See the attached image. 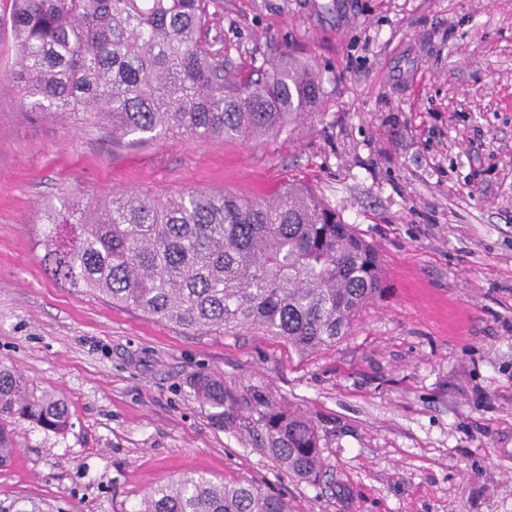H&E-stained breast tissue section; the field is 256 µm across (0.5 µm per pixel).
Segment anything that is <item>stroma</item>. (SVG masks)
<instances>
[{"mask_svg": "<svg viewBox=\"0 0 512 512\" xmlns=\"http://www.w3.org/2000/svg\"><path fill=\"white\" fill-rule=\"evenodd\" d=\"M208 35L244 81L308 64L315 106L276 136L121 147L0 84V363L69 413L61 433L12 421L0 496L130 512L193 472L281 493L289 512H512V0H215ZM291 183L376 248L386 283L305 354L106 303L43 262L49 201ZM197 372L236 396L223 418ZM263 400L317 426L319 482L274 459Z\"/></svg>", "mask_w": 512, "mask_h": 512, "instance_id": "stroma-1", "label": "stroma"}]
</instances>
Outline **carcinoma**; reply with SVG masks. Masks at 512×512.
<instances>
[{"label": "carcinoma", "instance_id": "carcinoma-1", "mask_svg": "<svg viewBox=\"0 0 512 512\" xmlns=\"http://www.w3.org/2000/svg\"><path fill=\"white\" fill-rule=\"evenodd\" d=\"M213 0H11L15 69L4 80L32 112H89L127 146L176 135L245 140L278 135L319 97L320 81L290 62L244 83L208 42ZM44 264L72 288L192 331L250 326L300 353L336 343L386 288L374 247L336 210L293 184L271 200L206 190L164 197L124 193L94 208H44ZM198 396L224 419L236 399L200 374ZM280 465L315 481L320 436L306 417L260 403ZM60 432L64 399L33 397L0 364V464L15 451L9 420ZM0 512H46L20 497ZM133 512H289L249 483L186 475L140 499Z\"/></svg>", "mask_w": 512, "mask_h": 512}]
</instances>
